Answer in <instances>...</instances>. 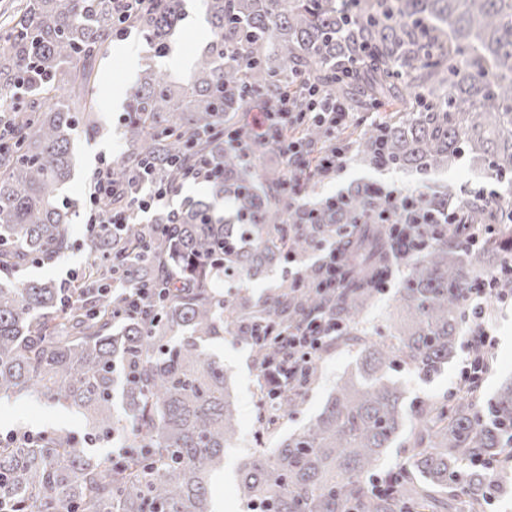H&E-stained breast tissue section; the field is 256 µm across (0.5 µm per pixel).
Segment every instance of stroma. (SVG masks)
I'll list each match as a JSON object with an SVG mask.
<instances>
[{"label":"stroma","instance_id":"35a3bbf8","mask_svg":"<svg viewBox=\"0 0 512 512\" xmlns=\"http://www.w3.org/2000/svg\"><path fill=\"white\" fill-rule=\"evenodd\" d=\"M116 44V39H109L102 46L95 63L92 96L102 116V129L97 134L80 130L73 136L75 167L71 180L63 189L64 196L73 203L76 211L70 226L73 247L55 263L27 267L25 273L30 278L59 282L80 274L86 265L90 239L85 224V211L92 173L98 165L100 155L106 154L118 159L128 148L124 138L125 110L113 107L108 98L112 86L122 85L127 81L124 60L111 53ZM371 183L425 186L431 190L445 185L459 192L481 186L483 180L478 167L467 157L461 158L448 170L422 173L394 167H375L353 148L349 151L345 169L336 180L317 186L314 192L307 194L304 202L313 204L336 193ZM283 269V264L277 263L270 267L262 279L248 283L225 281L224 296L238 302H257L278 289ZM489 326L495 338V346L490 367L477 391L481 398L491 397L504 379L512 377V302L495 305ZM472 328V323L463 324L452 359L432 379H423L413 368L403 365L392 370L391 377L404 389L407 402L439 400L448 396L461 375ZM208 349L224 362V373L241 419V431L233 445L224 451V470L213 483L211 493L213 497L223 498V512H241L234 475L240 458L256 451L273 452L280 438L299 432L307 426L321 412L340 377L354 368L359 358V347L353 343L326 347L317 363L315 375L301 396L297 414L283 421L277 436L263 441L258 440L256 433L261 369L253 347L240 337L227 335L211 340ZM46 426H58L78 432L81 431L83 423L78 415L29 396L9 400L7 410L0 412L2 434L20 428L36 431Z\"/></svg>","mask_w":512,"mask_h":512}]
</instances>
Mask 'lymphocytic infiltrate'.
<instances>
[{
	"mask_svg": "<svg viewBox=\"0 0 512 512\" xmlns=\"http://www.w3.org/2000/svg\"><path fill=\"white\" fill-rule=\"evenodd\" d=\"M304 97L305 110L314 122L328 125L336 132L350 124L349 110L319 89L305 88ZM294 113L293 103L287 98L258 113L256 120L265 142L281 156L286 166L289 198L293 201L302 198L311 184L335 179L343 171L347 161L346 150L340 148L336 153L322 158L319 163H312V153L304 140L283 139L281 127L292 121ZM368 193L385 200L386 208L380 214L384 223L413 226L425 223L428 218L422 205L424 193L421 189L398 185L377 186L369 188ZM168 194V187L154 184L137 196L130 208L113 210L108 205L112 197V162L104 157L99 158L88 194L87 230L93 236L107 233L112 226L127 223L132 213L149 211L155 202L163 200ZM340 328L341 324L335 313L323 312L307 324L288 332L282 340L281 356L260 366L262 376L268 383V401H275L281 396L284 380L303 376L318 362L328 338L335 335ZM494 345L495 340L490 335L486 322L477 323L471 331L468 357L461 371V386L479 385L488 369L489 354Z\"/></svg>",
	"mask_w": 512,
	"mask_h": 512,
	"instance_id": "f902f5d3",
	"label": "lymphocytic infiltrate"
}]
</instances>
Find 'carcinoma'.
I'll use <instances>...</instances> for the list:
<instances>
[{
	"label": "carcinoma",
	"instance_id": "obj_1",
	"mask_svg": "<svg viewBox=\"0 0 512 512\" xmlns=\"http://www.w3.org/2000/svg\"><path fill=\"white\" fill-rule=\"evenodd\" d=\"M113 0H18L0 22V397L36 394L75 408L83 432L49 428L14 442L0 438V503L11 512H215L211 478L238 433L237 406L224 363L206 342L257 321L285 332L321 311H336L335 342L361 346L356 370L336 385L323 412L272 454L238 463L243 512H486L504 491L512 460V383L478 402L464 390L405 409L388 371L413 366L440 373L460 326L477 321L468 292L512 290L502 272L512 253L504 232L512 214V0H201L211 36L180 85L145 67L125 118L127 154L112 165L108 205L127 206L133 169L176 193L204 156L224 170L212 182L233 206L228 219L202 202L133 219L118 237L96 239L72 302L53 280L15 276L49 264L72 247L71 204L61 196L72 167L70 139L97 124L89 90L93 64L112 35ZM192 0H146L133 27L163 48ZM315 83L348 108L385 112L339 139L304 112L284 129L320 154L356 146L373 165L438 171L467 153L483 165L488 192L427 195L435 213L414 230L417 251L398 242L403 227L379 218V199L363 189L341 209L322 200L306 212L288 207L279 171H264L224 146L233 136L257 155L267 151L252 122L256 103L292 97ZM495 231L469 248L482 226ZM345 242L336 258L338 288H321L306 256L321 243ZM300 279L238 308L213 291L224 276L250 281L280 261ZM406 273L396 301L409 323L370 333L362 315L396 263ZM162 288L166 299L140 312L124 294ZM274 359V337L254 345ZM292 388L260 416L274 433L298 412ZM405 461L379 472L401 436ZM118 445L97 455L96 442Z\"/></svg>",
	"mask_w": 512,
	"mask_h": 512
}]
</instances>
